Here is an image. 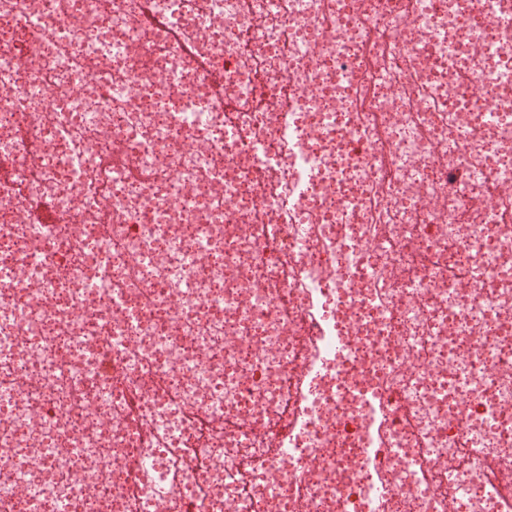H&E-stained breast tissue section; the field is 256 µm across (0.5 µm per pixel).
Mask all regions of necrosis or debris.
<instances>
[{
  "label": "necrosis or debris",
  "instance_id": "4bbe7bcc",
  "mask_svg": "<svg viewBox=\"0 0 512 512\" xmlns=\"http://www.w3.org/2000/svg\"><path fill=\"white\" fill-rule=\"evenodd\" d=\"M154 7L0 0V512H503L512 0ZM142 17L145 24L149 27H167L170 28V43L173 47L180 50L182 53L189 55L192 52L190 45L182 40L181 34L177 29H174L170 23L163 16L158 15L152 7V0H141Z\"/></svg>",
  "mask_w": 512,
  "mask_h": 512
}]
</instances>
